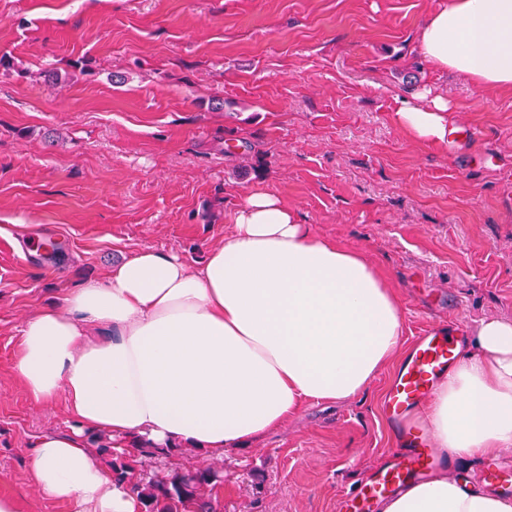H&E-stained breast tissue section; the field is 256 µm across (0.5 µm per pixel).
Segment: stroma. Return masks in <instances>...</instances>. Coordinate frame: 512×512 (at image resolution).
<instances>
[{"label": "stroma", "instance_id": "1", "mask_svg": "<svg viewBox=\"0 0 512 512\" xmlns=\"http://www.w3.org/2000/svg\"><path fill=\"white\" fill-rule=\"evenodd\" d=\"M447 2L0 0V495L68 512L33 481L69 416L14 374L26 320L141 248L196 263L254 187L365 252L403 349L432 321L512 320V93L431 70L418 33ZM425 89L480 138H406L391 113ZM396 369L225 451L220 512H339L396 449Z\"/></svg>", "mask_w": 512, "mask_h": 512}]
</instances>
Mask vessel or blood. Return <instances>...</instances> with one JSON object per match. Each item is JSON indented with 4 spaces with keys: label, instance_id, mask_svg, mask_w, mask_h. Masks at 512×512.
I'll list each match as a JSON object with an SVG mask.
<instances>
[{
    "label": "vessel or blood",
    "instance_id": "1",
    "mask_svg": "<svg viewBox=\"0 0 512 512\" xmlns=\"http://www.w3.org/2000/svg\"><path fill=\"white\" fill-rule=\"evenodd\" d=\"M457 348L456 337L441 323L428 327L416 339L384 399L385 413L396 427L402 450L362 477L355 494L341 503V512H367L372 503L422 480L437 465L432 437L410 422L409 416L426 404L436 383L447 375Z\"/></svg>",
    "mask_w": 512,
    "mask_h": 512
}]
</instances>
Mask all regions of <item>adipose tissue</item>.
<instances>
[{
    "instance_id": "ef3b65f1",
    "label": "adipose tissue",
    "mask_w": 512,
    "mask_h": 512,
    "mask_svg": "<svg viewBox=\"0 0 512 512\" xmlns=\"http://www.w3.org/2000/svg\"><path fill=\"white\" fill-rule=\"evenodd\" d=\"M419 46L433 70L512 91V0H449L423 22ZM451 112L440 96L403 100L392 119L437 147ZM403 336L397 295L365 253L317 239L255 188L196 267L145 247L25 323L17 377L34 400L64 397L71 419L37 439L34 482L70 512H144L110 479L93 434H108L120 454L146 442L220 457L308 403L359 394ZM473 336L426 413L439 449L458 457L512 447V321L481 320ZM382 512H512V496L438 473Z\"/></svg>"
}]
</instances>
